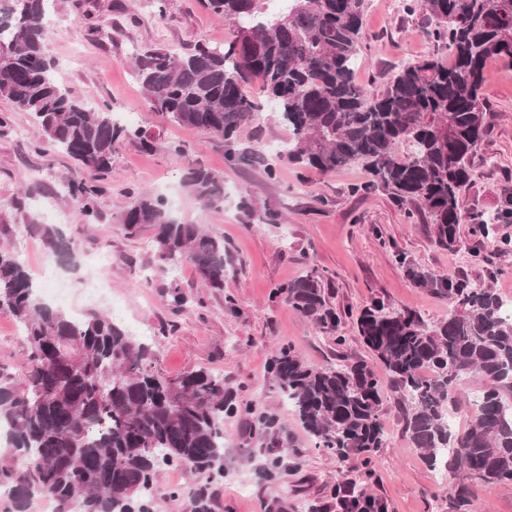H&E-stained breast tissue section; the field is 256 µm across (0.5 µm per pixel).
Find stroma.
Masks as SVG:
<instances>
[{
	"mask_svg": "<svg viewBox=\"0 0 512 512\" xmlns=\"http://www.w3.org/2000/svg\"><path fill=\"white\" fill-rule=\"evenodd\" d=\"M105 32L85 34L79 0H54L57 21L47 37V53L57 65V78L70 93L93 109L110 107L121 122L141 127L154 140L153 151L118 145L103 181L108 190L98 203L99 218L86 221L66 196L76 168L58 149L35 152L41 133L24 112H12L0 98V113L11 112L12 126L0 133V245L11 250L33 280L53 279L66 298L65 311L82 316L95 311L119 316L155 352V370L167 376L205 367L223 375L241 400L276 414L281 438L290 447L275 449L251 430V415L241 413L224 427V476L212 479L189 468L161 471L154 491V512H194V493L206 487L219 496V512H269L272 499L289 504L288 512H332L331 492L337 481L384 499L388 512H443L448 478L430 470L405 434L399 393H388L381 419L389 438L365 479L360 461L339 462L316 448L281 397L267 370L271 353L283 345L314 367L328 368L370 359L352 319L371 299L383 298L391 311L417 313L431 324L450 313L446 301L429 289L414 286L398 255L419 270L490 288L512 296V257L499 254L497 241L512 237V223L500 222L499 210L512 198V61L488 62L482 93L494 116L473 160V176L460 191L464 212L494 221L495 234L476 236L470 223L460 224L453 248L435 242L431 225L400 206L381 190L353 193L368 180L362 166L323 173L277 161L275 147L288 131L257 112L237 134L235 148L272 161L264 166H232L224 142L210 135L167 123L151 112L138 82L133 59L150 47L185 50L198 42L221 43L231 33L223 20L199 0H171L165 20H158L151 0H94ZM406 0H365L363 50L356 82L369 93L381 92L405 62L440 56L446 47L425 34L432 17L426 10L407 13ZM186 144L178 157L168 147ZM202 166L224 179V208L206 209L184 188L189 166ZM150 191L166 195L178 218L201 224L223 237L227 274L224 288L202 287L191 265L160 271L152 266L151 230L127 235L120 223L134 195ZM258 206L279 210L280 224H247L238 212L241 195ZM52 213V227L75 242V263L63 264L44 246L37 226ZM111 259L99 265V247ZM322 274L328 303L349 311L339 332L319 330L272 291L309 272ZM178 282L188 297L182 310L167 302V286ZM232 297L234 308L224 299ZM24 341L16 321L0 312V367L21 375ZM279 459L286 476L269 478L260 470Z\"/></svg>",
	"mask_w": 512,
	"mask_h": 512,
	"instance_id": "1",
	"label": "stroma"
}]
</instances>
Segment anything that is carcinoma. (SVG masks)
Returning <instances> with one entry per match:
<instances>
[{"instance_id":"cac0c4a2","label":"carcinoma","mask_w":512,"mask_h":512,"mask_svg":"<svg viewBox=\"0 0 512 512\" xmlns=\"http://www.w3.org/2000/svg\"><path fill=\"white\" fill-rule=\"evenodd\" d=\"M280 14L261 0H201L232 29L221 45L196 44L186 52L149 49L135 56V74L150 109L173 125L197 129L231 146L261 106L245 91L263 81L267 106L288 125L291 138L276 157L323 172L352 164L379 188L412 206L434 226L436 243L451 247L459 225L487 238L482 216L466 215L459 191L490 127L482 94L484 72L495 58L512 60V0H410L435 19L427 35L448 48L438 56L401 65L384 90L367 94L353 80L362 49L365 0H284ZM47 0H0V97L27 113L48 147L78 165L108 171L117 144L145 151L153 142L138 128L117 123L110 109L94 111L56 79L47 54ZM410 147L403 158L400 144ZM183 184L205 207L224 209V180L191 166ZM102 184L72 179L68 198L87 218L97 217ZM247 224H281L275 209H259L243 196ZM133 236L153 231L158 268L192 265L205 287L224 288V238L200 224H185L161 194L139 193L121 217ZM51 253L72 263L74 242L42 225ZM418 287L429 286L453 306L433 325L412 312L391 313L375 301L357 318L359 337L381 369L365 361L335 368L306 364L289 346L277 348L269 370L280 394L318 447L341 462L372 455L388 445L381 421L387 391L404 398V432L433 471L465 473L487 485L512 486V318L489 288L471 287L407 267ZM288 305L321 330L342 317L327 307L316 273L277 288ZM0 312L21 326L23 378L0 367V429L13 452L29 461L28 475L0 468L9 486L11 512L47 495L57 512H149L154 486L166 466L224 476V423L239 412L224 376L200 367L174 377L154 372L149 344L108 313L75 317L40 300L25 267L0 248ZM469 381L478 389L466 399ZM461 411L464 430L448 427L447 411ZM272 416H258L255 431L283 447ZM340 512H387L378 496L338 483ZM446 512H472L469 485L452 484Z\"/></svg>"}]
</instances>
